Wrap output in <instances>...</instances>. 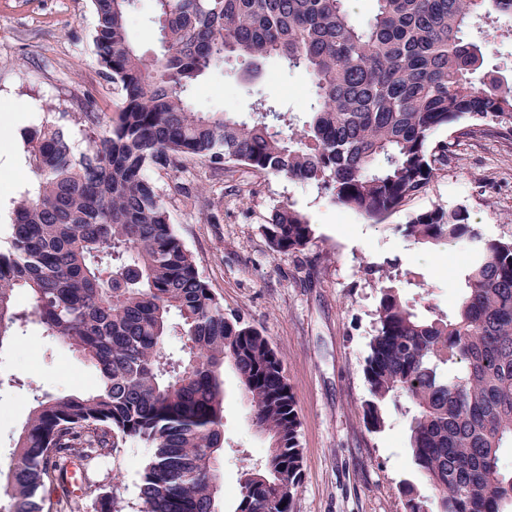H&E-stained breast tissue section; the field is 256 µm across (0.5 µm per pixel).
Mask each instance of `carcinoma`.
Here are the masks:
<instances>
[{"label": "carcinoma", "instance_id": "1", "mask_svg": "<svg viewBox=\"0 0 512 512\" xmlns=\"http://www.w3.org/2000/svg\"><path fill=\"white\" fill-rule=\"evenodd\" d=\"M92 3L96 55L122 106L108 123L81 113L79 150L56 122L26 138L39 182L13 200L0 250V348L35 323L89 367L93 388L32 389L0 459V512H53L63 501L73 512L85 501L114 512L99 485L75 497L61 475L129 439L152 448L139 512H218L226 368L269 440L263 463L243 468L236 512H289L303 465L283 361L268 337L224 315L149 173H177L190 157L233 164L314 183L382 223L448 166L451 144L432 141L440 127L468 118L472 133L512 136V80L483 70L484 46L498 37L493 16L512 17V0H376L365 26L344 0H154L153 57L129 33L137 0ZM271 57L311 82L305 117L262 95L248 117L192 107L190 92L226 60L254 80ZM262 228L279 254L314 236L289 203ZM402 233L416 244L468 238L477 258L451 316L433 305L419 316L404 292L408 273L379 277L366 427L382 432L389 404L406 421L411 461L430 489L405 487L407 512H512V469L500 459L512 447V240L482 237L462 206L413 213ZM172 335L183 340L178 357L166 347Z\"/></svg>", "mask_w": 512, "mask_h": 512}]
</instances>
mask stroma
<instances>
[{
	"instance_id": "1",
	"label": "stroma",
	"mask_w": 512,
	"mask_h": 512,
	"mask_svg": "<svg viewBox=\"0 0 512 512\" xmlns=\"http://www.w3.org/2000/svg\"><path fill=\"white\" fill-rule=\"evenodd\" d=\"M91 0H0V101L32 105L33 125L64 121L73 142L84 131L75 117L84 109L111 116L122 96L104 79L94 47ZM263 92L292 112L304 101L284 95L309 87L308 77L280 61ZM254 94L233 64L206 75L191 93L204 111L252 110ZM452 144L448 166L419 196L374 224L336 203L313 184L253 176L236 167L215 170L187 159L178 177L222 200L221 221L207 223L200 207L167 196L175 231L226 315H238L268 336L282 357L300 420L303 478L290 512H406L405 484H419L406 425L387 410V426L369 432L362 417L365 360L375 334L379 294L375 278L396 267L415 272L429 289L426 304L453 312L462 291L467 242H408L401 226L409 215L435 206L466 207L469 222L488 239H512V138L437 130ZM291 203L314 229L303 250L273 252L262 226L272 210ZM417 305L418 314H425ZM20 377L15 386L11 377ZM48 393H84L89 368L30 324L0 349V454H8L33 405L32 387ZM224 494L219 512H234L245 459H264L268 441L252 427L239 383L224 373ZM151 451L128 442L103 459L93 477L122 512H137L142 469Z\"/></svg>"
}]
</instances>
